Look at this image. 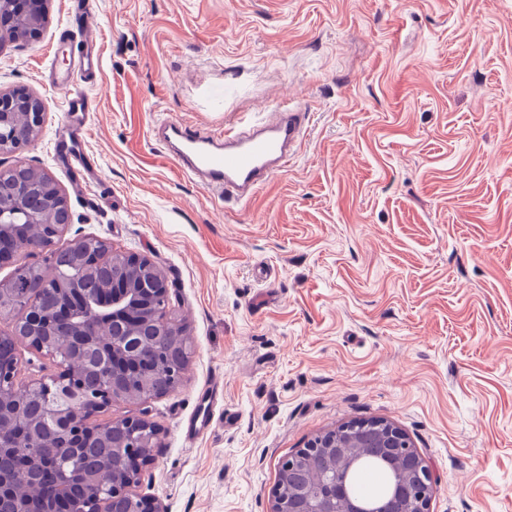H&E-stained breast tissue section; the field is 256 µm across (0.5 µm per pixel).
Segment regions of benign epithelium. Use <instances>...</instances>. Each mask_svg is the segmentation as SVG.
<instances>
[{"instance_id":"benign-epithelium-1","label":"benign epithelium","mask_w":512,"mask_h":512,"mask_svg":"<svg viewBox=\"0 0 512 512\" xmlns=\"http://www.w3.org/2000/svg\"><path fill=\"white\" fill-rule=\"evenodd\" d=\"M48 0H0V44L8 40L26 44L40 38L48 19ZM25 115L24 126L17 116ZM44 124L42 101L22 90H0V154L15 153L32 143ZM51 209L65 212V223L54 224ZM72 216L59 189L50 191L25 181H16L0 193V263L13 261L22 250H51ZM107 242L91 243L80 239L70 246L71 266L91 271L107 259ZM112 284L94 293L80 289L72 280L60 302L45 309L38 295L18 299L11 289L0 284V314L9 308L21 310L10 332L13 343L9 355L0 353V425L8 424L14 433L35 438L43 424L58 423L55 434L58 451L41 456L34 448H16L20 470L6 478L0 474V499L18 484L40 480V470L50 468L66 479L69 467L88 436L105 439L112 436V460L91 473L81 475L85 493L72 498L62 512H114L113 504L124 500L127 512H164L162 504L137 495L143 468L151 464L160 447L159 430L147 413L108 421L98 420L112 404L128 400L135 392L139 401L158 398L154 380L161 372L177 384L183 377L190 355L183 338L184 328L167 318L169 284L156 277L153 263L138 254L112 253ZM50 318L69 326L65 337L36 336L30 329L41 319ZM25 346L58 360L61 370L21 386L16 381L17 352ZM94 369L102 378V387L94 392L82 383V372ZM52 393L40 414L31 415L26 402L42 393ZM377 438L384 448H405L414 460L400 471L397 490L411 503V512H427L433 476L425 460L416 453L410 438L399 427L384 420H373ZM358 447L348 427L329 430L309 441L281 464L282 478L288 469L310 461L313 455L326 453L340 469L350 467L354 457L350 449ZM326 478L307 482L292 489L284 498L276 492L271 512H336L333 496L326 494Z\"/></svg>"}]
</instances>
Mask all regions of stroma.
<instances>
[{
    "instance_id": "1",
    "label": "stroma",
    "mask_w": 512,
    "mask_h": 512,
    "mask_svg": "<svg viewBox=\"0 0 512 512\" xmlns=\"http://www.w3.org/2000/svg\"><path fill=\"white\" fill-rule=\"evenodd\" d=\"M39 40L0 45V89L43 103L20 159L84 236L148 257L191 341L148 412L138 494L165 512H271L280 462L383 419L433 474L428 512H512V0H50ZM94 37L98 68L77 70ZM69 90H60L62 82ZM85 93L93 182L56 159ZM305 114L287 172L249 201L188 178L156 122L242 128ZM211 427L182 426L210 382Z\"/></svg>"
}]
</instances>
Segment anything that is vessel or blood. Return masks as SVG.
I'll return each mask as SVG.
<instances>
[{"label": "vessel or blood", "instance_id": "obj_1", "mask_svg": "<svg viewBox=\"0 0 512 512\" xmlns=\"http://www.w3.org/2000/svg\"><path fill=\"white\" fill-rule=\"evenodd\" d=\"M169 155L212 194H252L276 174L287 171L291 150L303 136L302 114L282 107L274 118L256 122L252 132L203 134L176 120L153 130Z\"/></svg>", "mask_w": 512, "mask_h": 512}]
</instances>
